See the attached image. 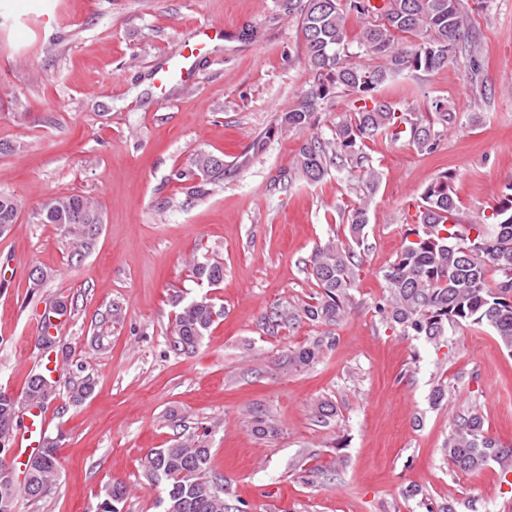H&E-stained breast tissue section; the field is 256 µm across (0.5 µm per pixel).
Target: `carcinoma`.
I'll list each match as a JSON object with an SVG mask.
<instances>
[{
    "mask_svg": "<svg viewBox=\"0 0 512 512\" xmlns=\"http://www.w3.org/2000/svg\"><path fill=\"white\" fill-rule=\"evenodd\" d=\"M283 2L284 12L297 22L304 60L317 74V81L286 113L285 122L303 130L333 90L352 97L353 115L336 123L332 138L316 133L301 145L296 169L307 182H319L328 164L343 157L363 169V176L375 178V171L364 167L362 146L382 132L396 140L404 137L420 150L436 145L431 122L421 116L407 117L400 104L381 95V88L404 73L437 71L459 54L475 63L477 33L463 0H380L378 5L370 2L362 7L349 0V8L364 19L356 47L348 34L342 0ZM226 172L224 159L197 155L194 175L216 180ZM452 179L442 174L424 188L416 224L384 273L388 293L376 312L389 328L434 346L450 342L449 336L463 326H483L512 352V179L504 184L488 222L466 227L459 224ZM17 220L16 201L0 194V235ZM38 220L64 228L72 239L71 258L79 261L94 247L103 212L88 198L72 194L46 202ZM367 224V209L355 207L346 240L332 238L315 249L308 263L318 291L300 307L275 305L263 321L271 333L291 331L303 321L335 326L344 318L356 276L354 246L363 243ZM490 268L498 273L493 283L487 279ZM191 273L197 281L219 285L224 281V263L204 255L192 261ZM218 316L219 310L206 294L180 306L174 316L173 351L193 353ZM52 327L51 316L43 317L38 343L48 353L56 345V337L49 335ZM337 344L338 337L331 332L314 336L289 352L286 363L293 369L306 367ZM57 388L58 381L35 373L28 380L25 401L41 406L57 395ZM66 388L69 398L78 401L91 395L95 384L87 375L69 381ZM315 417L323 427L335 425L336 404L327 399L319 402ZM19 425V402L0 391V444L8 443ZM210 436L207 430L180 436L147 453L149 481L162 491L156 500L159 512H229L230 486L212 472ZM446 453L465 472L495 462L504 482L512 486V445L489 436L478 414L453 419ZM24 468L28 476L20 484L13 479V469L0 465V512H15L18 491L39 499L58 479L56 442L43 438ZM127 494L124 481L106 483L97 494L95 512H122Z\"/></svg>",
    "mask_w": 512,
    "mask_h": 512,
    "instance_id": "1",
    "label": "carcinoma"
}]
</instances>
